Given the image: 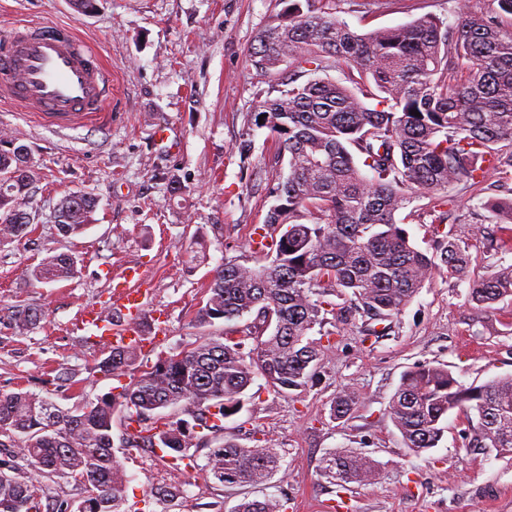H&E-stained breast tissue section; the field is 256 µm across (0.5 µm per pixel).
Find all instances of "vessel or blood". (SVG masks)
Here are the masks:
<instances>
[{
  "instance_id": "vessel-or-blood-1",
  "label": "vessel or blood",
  "mask_w": 512,
  "mask_h": 512,
  "mask_svg": "<svg viewBox=\"0 0 512 512\" xmlns=\"http://www.w3.org/2000/svg\"><path fill=\"white\" fill-rule=\"evenodd\" d=\"M0 101L57 130L106 125L112 121V71L70 27L17 24L0 32ZM140 278L139 266H127L123 285L113 293L126 324H112L92 310L84 316V324L100 330L110 346L146 348L139 327L145 295L135 286Z\"/></svg>"
}]
</instances>
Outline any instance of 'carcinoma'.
<instances>
[{
    "label": "carcinoma",
    "mask_w": 512,
    "mask_h": 512,
    "mask_svg": "<svg viewBox=\"0 0 512 512\" xmlns=\"http://www.w3.org/2000/svg\"><path fill=\"white\" fill-rule=\"evenodd\" d=\"M282 17L263 27L248 53L256 75L280 84L278 96L250 115L239 144L252 149L265 128L287 160L288 175L262 226L270 261L249 266L226 258L213 270L196 323L214 326L255 315L246 333L210 334L156 362L117 395L104 394L73 410L19 390L0 393V512H42L41 486L16 460L42 477L72 479L84 489L86 512H124L127 475L113 452L117 412L139 425L136 437L167 451L173 461L199 432L222 428L240 412L254 377L283 394L314 384L321 345L309 338L344 296L377 325L396 317L442 268L462 278L469 244L450 238L439 253L414 246L396 213L428 199L425 213L448 218L447 189L480 185L512 171V0H456L450 25L426 14L360 34L333 12V0H287ZM340 69L336 80L328 71ZM416 110L419 115L411 114ZM263 122H258V118ZM34 164L29 154L0 149V242L29 233ZM95 200L72 193L54 224L68 238L91 222ZM510 226L488 237L512 249V199L484 204ZM77 258L53 254L28 271L34 282L78 276ZM512 298V266L470 287L482 312ZM44 318L18 305L14 328L24 333ZM252 340L250 349L245 341ZM131 347L113 348L97 368L121 376L137 364ZM358 395L337 393L333 415L349 414ZM180 409L183 417L162 414ZM463 415L471 448L512 456V375L461 384L448 366L423 363L401 376L388 415L407 448H434L452 412ZM206 475L228 486L261 484L280 470V457L257 440L246 447L226 439L210 452ZM375 463L351 450L328 454L324 475L337 486L373 476ZM275 499L243 500L234 512H282Z\"/></svg>",
    "instance_id": "obj_1"
}]
</instances>
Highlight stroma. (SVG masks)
I'll list each match as a JSON object with an SVG mask.
<instances>
[{"label": "stroma", "mask_w": 512, "mask_h": 512, "mask_svg": "<svg viewBox=\"0 0 512 512\" xmlns=\"http://www.w3.org/2000/svg\"><path fill=\"white\" fill-rule=\"evenodd\" d=\"M282 0H96L92 13L71 0H0V28L14 21L67 25L112 68V125L55 131L0 105V136L26 145L38 181V217L19 241L0 244V393L24 388L72 409L122 392L127 375L96 367L108 347L98 331L77 325L83 309L111 313L112 282L127 264L144 272L148 290L142 326L154 351L169 354L196 342L205 328L195 313L203 290L224 258L256 261L250 238L287 174L277 145L257 131L248 157L237 145L245 119L273 96L257 77L247 51L258 31L282 12ZM455 0H336V15L367 33L433 13L455 18ZM166 127L171 151L154 135ZM180 190H172V182ZM96 202L92 223L79 235L58 234L54 211L65 194ZM453 233L468 237L486 194L462 182L449 187ZM203 236L209 259L191 261L187 247ZM67 253L80 273L70 281L37 283L27 272L49 254ZM467 277L441 272L426 282L384 336L368 334L363 318L328 314L319 375L313 387L280 394L256 377L243 408L172 465L158 449L133 439L123 418L113 424V451L125 468L126 512H234L243 499L280 500L285 512H512V459L465 445L463 425L449 415L436 448L415 454L391 423L388 405L404 371L444 364L460 383L480 385L512 374V302L481 313L469 283L512 265V251L475 243ZM16 304L42 308L46 318L24 334L9 325ZM358 400L341 419L331 414L339 391ZM253 446L268 440L281 469L257 486L227 487L203 471L211 448L226 436ZM352 450L378 464L365 483L341 488L321 474L332 451Z\"/></svg>", "instance_id": "35a3bbf8"}]
</instances>
